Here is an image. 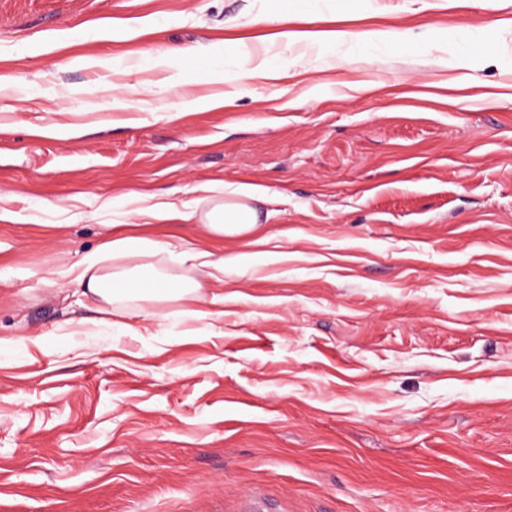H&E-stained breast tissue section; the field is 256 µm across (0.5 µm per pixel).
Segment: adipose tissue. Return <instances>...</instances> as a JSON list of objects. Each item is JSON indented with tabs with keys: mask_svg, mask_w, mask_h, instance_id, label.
Returning <instances> with one entry per match:
<instances>
[{
	"mask_svg": "<svg viewBox=\"0 0 512 512\" xmlns=\"http://www.w3.org/2000/svg\"><path fill=\"white\" fill-rule=\"evenodd\" d=\"M265 189L254 185L235 188L222 203L216 204L205 215V228L211 239H237L253 244L260 227L258 207L265 204ZM78 280L86 281L89 293L104 302H111L112 293L103 288L105 282L123 285L125 291L135 293L139 298L150 301L195 300L197 282L173 280L151 272L139 279H131L122 272L106 274L98 269L97 259L85 261L77 274Z\"/></svg>",
	"mask_w": 512,
	"mask_h": 512,
	"instance_id": "1",
	"label": "adipose tissue"
}]
</instances>
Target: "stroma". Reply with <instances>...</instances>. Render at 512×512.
Listing matches in <instances>:
<instances>
[{
	"instance_id": "stroma-1",
	"label": "stroma",
	"mask_w": 512,
	"mask_h": 512,
	"mask_svg": "<svg viewBox=\"0 0 512 512\" xmlns=\"http://www.w3.org/2000/svg\"><path fill=\"white\" fill-rule=\"evenodd\" d=\"M242 184L220 281L146 213ZM126 235L223 316L85 295ZM0 337V512H512V0H0ZM288 14L282 15L273 21L280 25V31L275 35L280 41H284L288 44L305 41L308 44L322 46L329 45L332 43H338L345 40L347 32L336 31L331 33L322 32H297L288 29V23L290 22ZM240 56V67L238 72L234 75L226 76L225 80H246L253 79L256 77L265 78L269 80H280L286 76V73L280 69V67L271 64L268 61H263L258 64H253L250 53L239 51ZM268 201L265 189L240 185L223 203L216 204L205 215L204 226L215 241L237 239L248 245L258 242L254 237L260 227L258 206ZM158 247L159 243L144 237L122 236L106 241L102 248L107 254L100 256L112 255V259L133 257L147 260L155 255Z\"/></svg>"
}]
</instances>
